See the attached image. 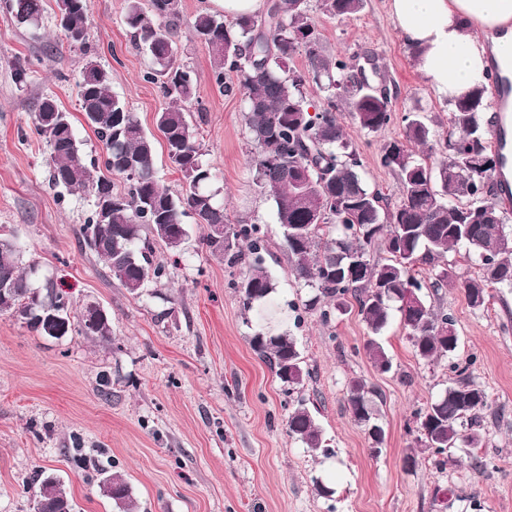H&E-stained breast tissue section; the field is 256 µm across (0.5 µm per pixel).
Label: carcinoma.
I'll use <instances>...</instances> for the list:
<instances>
[{"instance_id": "obj_1", "label": "carcinoma", "mask_w": 512, "mask_h": 512, "mask_svg": "<svg viewBox=\"0 0 512 512\" xmlns=\"http://www.w3.org/2000/svg\"><path fill=\"white\" fill-rule=\"evenodd\" d=\"M65 19L58 22L69 48L85 49L89 29L90 0H60ZM333 17L359 13L364 0H321ZM14 22L35 26L42 0H5ZM125 23L136 47L150 60L145 77L159 84L167 107L156 115L168 159L181 172L184 191L175 195L161 187L157 177L155 137L145 132L126 102L112 93L110 74L94 61L85 64L78 81L79 112L84 123L102 143L104 154L89 159L75 135L73 116L63 111L52 96L40 98L30 130L46 143L50 153L49 182L71 191H87L93 211L81 228L84 241L98 235L104 243L89 249L131 294H139L149 280L170 275L164 263H152L153 241L177 252L188 235L186 219L206 227L203 244L210 255L224 259L230 268H241L237 287L247 310L263 302L274 284L261 266L266 250L256 224H232L212 188L214 176L202 160L198 127L190 109L201 105L197 82L179 59V0H151L142 9L140 0H127ZM201 42L212 63V79L226 94H244L245 125L254 135L255 181L276 205L283 243L293 259V273L316 293L304 301V309L317 311L323 322L331 320L342 300H355L359 315L372 333L364 349L380 372L391 360L378 340L394 313L407 330L415 354L434 361L450 357L457 349L455 321L422 297L425 288L414 273L419 264L433 265L451 249L479 262L481 275L460 280L442 268L430 287L459 288L473 308L485 304L490 284L512 286V230L504 216L484 198L490 181L503 167V157L488 145L486 89L452 103V126L458 138L446 140L448 159L435 162L429 154L417 155L413 142L427 145L433 136L422 118L405 115L406 141L384 145L381 163L400 183L395 204L380 190L370 188L362 173L359 153L347 141L336 112L345 108L361 128L376 132L392 119L390 94L379 65L372 76L358 73L350 60L324 53L322 39L309 15L308 0H267L258 15L226 21L209 12L195 15L188 26ZM303 53L304 65L289 63ZM240 76L237 84L230 74ZM315 86L324 99L313 105L306 88ZM314 108L315 114L308 112ZM309 178L298 182L301 169ZM121 175L122 191L114 188L110 174ZM149 229L152 238L143 236ZM384 245L390 258L371 260L370 249ZM22 246L12 235L0 236V312L23 315L21 323L39 336L60 339L76 334L102 343L112 341L111 319L96 317L86 324L85 310L69 313L68 293L48 285L33 286L36 270L24 265ZM413 289L416 306L401 307L404 291ZM65 307L68 313L60 333L52 334L32 318ZM253 351L269 365L288 394L303 387L304 369L295 339L285 332H257ZM347 404L354 420L373 430L382 443L366 385L352 383ZM488 407L484 390L469 381L448 387L418 415L416 444L442 454L450 448L482 447L478 432ZM288 432L306 447L330 454L323 431L300 397L288 413ZM104 495L131 512L135 507L128 484L118 475L102 482ZM35 512H71L72 505L60 482L45 477L38 486Z\"/></svg>"}]
</instances>
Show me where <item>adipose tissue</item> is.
Returning <instances> with one entry per match:
<instances>
[{
	"mask_svg": "<svg viewBox=\"0 0 512 512\" xmlns=\"http://www.w3.org/2000/svg\"><path fill=\"white\" fill-rule=\"evenodd\" d=\"M388 10L439 98L484 85L491 61L512 70V0H388Z\"/></svg>",
	"mask_w": 512,
	"mask_h": 512,
	"instance_id": "1",
	"label": "adipose tissue"
}]
</instances>
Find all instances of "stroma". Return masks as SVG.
<instances>
[{"instance_id":"1","label":"stroma","mask_w":512,"mask_h":512,"mask_svg":"<svg viewBox=\"0 0 512 512\" xmlns=\"http://www.w3.org/2000/svg\"><path fill=\"white\" fill-rule=\"evenodd\" d=\"M328 55L377 56L386 73L392 119L363 130L337 112L360 153L370 186L398 201L396 174L382 166L385 143L404 139L403 116L423 115L436 134L433 160L447 154L451 107L415 66L416 53L398 35L387 0L334 18L309 0ZM126 0H91L87 50L62 43L55 0H44L38 27L16 26L0 9V226L25 244L36 264V287L53 282L76 307L99 304L112 320L113 343L81 336L47 339L0 313V512H34L37 473L56 476L75 512H121L100 489L111 474L131 489L137 512H512V288H488L484 307H470L459 289L425 290L429 304L448 313L459 338L452 358L416 356L399 318L380 335L392 360L373 367L363 345L369 334L354 300L330 323L301 310L312 288L295 280L273 200L254 183L255 145L245 126L244 98L224 95L211 79V60L199 42L182 37L181 60L193 70L202 109L194 113L203 160L234 224L259 225L267 241L263 266L275 291L269 320L245 310L231 269L202 246L205 230L189 224L180 253L155 246L171 275L130 294L83 244L80 227L92 213L89 193L49 187V151L29 128L44 95L68 112L78 109L76 81L87 61L111 74L115 95L149 133L166 105L158 84L144 81L149 60L125 24ZM30 62L26 85H16V59ZM293 336L307 375L301 390L332 453L306 448L288 432L293 399L253 352L257 331ZM487 396L479 448H452L446 466L415 447L417 411L426 409L458 376L452 363ZM111 378L98 393L100 372ZM373 390L385 429L380 451L347 408L353 381ZM82 451L88 466L72 455ZM415 464H407V456ZM334 490L319 496L315 481Z\"/></svg>"}]
</instances>
